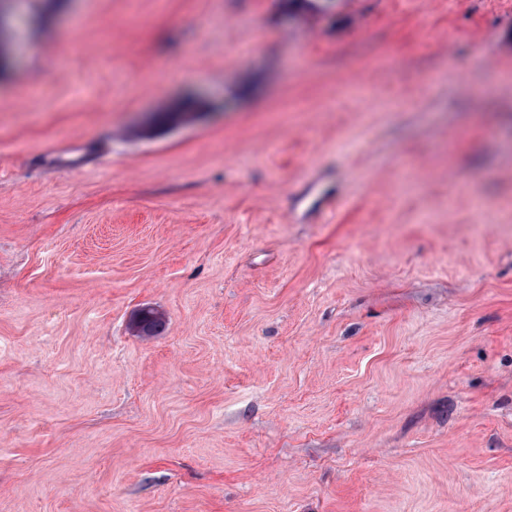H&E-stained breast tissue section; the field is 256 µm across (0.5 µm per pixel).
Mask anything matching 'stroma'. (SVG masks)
<instances>
[{"mask_svg": "<svg viewBox=\"0 0 512 512\" xmlns=\"http://www.w3.org/2000/svg\"><path fill=\"white\" fill-rule=\"evenodd\" d=\"M1 40L0 512H512V0ZM165 319L153 308H142L133 317L132 325L139 336H157L163 329Z\"/></svg>", "mask_w": 512, "mask_h": 512, "instance_id": "1", "label": "stroma"}]
</instances>
